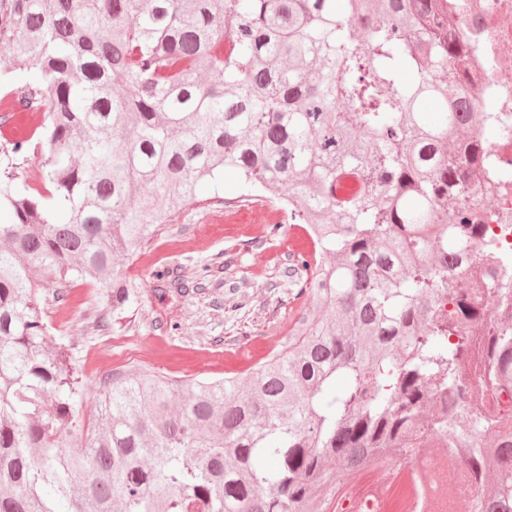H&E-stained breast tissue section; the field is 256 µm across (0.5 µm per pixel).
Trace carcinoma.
<instances>
[{"label": "carcinoma", "mask_w": 512, "mask_h": 512, "mask_svg": "<svg viewBox=\"0 0 512 512\" xmlns=\"http://www.w3.org/2000/svg\"><path fill=\"white\" fill-rule=\"evenodd\" d=\"M454 0H0V512H326L336 466L448 439L512 512V220ZM38 139V184L17 163ZM81 157L74 164L73 156ZM303 224L318 311L246 376L87 383L43 288L112 275L209 181ZM228 260L201 269L219 282ZM42 268L43 281L31 273ZM162 293L189 286L168 269ZM481 333L485 372L457 377ZM52 487L53 495L43 493ZM65 508H60V505Z\"/></svg>", "instance_id": "1"}]
</instances>
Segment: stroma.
<instances>
[{
    "label": "stroma",
    "instance_id": "obj_1",
    "mask_svg": "<svg viewBox=\"0 0 512 512\" xmlns=\"http://www.w3.org/2000/svg\"><path fill=\"white\" fill-rule=\"evenodd\" d=\"M299 234L298 225L287 224L272 239L256 218L239 213L228 223L222 203L189 202L134 261L115 265L119 277L139 285L137 304L119 324L98 326L110 313L102 288L76 280L60 292L46 289L47 342L69 344L90 384L83 414L94 413L98 387L112 372L145 365L184 382L242 376L285 346L286 325L300 308L315 307L313 297L297 294ZM224 251L234 261L223 287L159 297L155 271L177 269L191 285L201 266Z\"/></svg>",
    "mask_w": 512,
    "mask_h": 512
}]
</instances>
